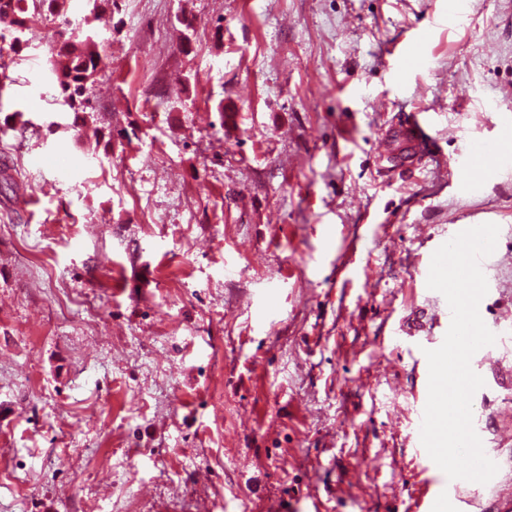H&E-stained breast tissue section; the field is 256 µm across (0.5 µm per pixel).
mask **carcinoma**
Instances as JSON below:
<instances>
[{
    "label": "carcinoma",
    "instance_id": "1",
    "mask_svg": "<svg viewBox=\"0 0 512 512\" xmlns=\"http://www.w3.org/2000/svg\"><path fill=\"white\" fill-rule=\"evenodd\" d=\"M120 0H91L82 18L84 30L69 28V21L57 26L53 45L54 63L49 68L48 80L53 82L59 96L72 114L71 126L77 128L88 120H98L97 110L89 89L105 67L108 51L97 42L93 23L102 9L119 10ZM55 0H0V24L9 26L10 50L22 52L31 44L43 19L54 13Z\"/></svg>",
    "mask_w": 512,
    "mask_h": 512
}]
</instances>
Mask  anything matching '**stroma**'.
Wrapping results in <instances>:
<instances>
[{"label":"stroma","instance_id":"35a3bbf8","mask_svg":"<svg viewBox=\"0 0 512 512\" xmlns=\"http://www.w3.org/2000/svg\"><path fill=\"white\" fill-rule=\"evenodd\" d=\"M54 30L0 69V512H414L449 485L417 438L425 260L484 223L505 333L472 411L512 448V167L446 169L512 110V0H122L108 139L40 80ZM407 138L419 154H427L432 143V134L422 112H412L405 121Z\"/></svg>","mask_w":512,"mask_h":512}]
</instances>
